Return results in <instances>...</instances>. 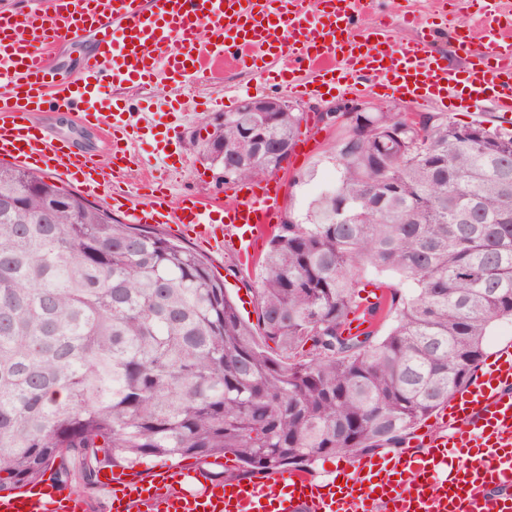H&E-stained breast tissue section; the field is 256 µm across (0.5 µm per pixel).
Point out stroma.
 Segmentation results:
<instances>
[{"label": "stroma", "mask_w": 512, "mask_h": 512, "mask_svg": "<svg viewBox=\"0 0 512 512\" xmlns=\"http://www.w3.org/2000/svg\"><path fill=\"white\" fill-rule=\"evenodd\" d=\"M483 7L481 0H461L460 4L440 11L437 0H385L383 12L393 14L401 8L410 9L421 19L450 23H475ZM288 75L278 66H270L260 76L246 69H227L222 75L191 77L182 86L188 111H171L168 104L171 86L159 78L151 86L141 87L124 83L113 87L112 94L124 103L131 114V122L144 131L143 139L131 144L134 161L124 173L129 183L138 186L136 201H143L146 193L160 188L171 205H178L183 196L196 195L212 201L230 202L232 191L224 185L220 172L210 167L190 146L202 133L205 125L220 119L222 111L233 110L243 99L284 96ZM339 132L333 128L310 133L302 130L306 144L301 155L290 156L285 170L279 171L282 209L280 220L303 221L308 206L317 195L334 189L337 173L330 160ZM172 240L183 242L207 256L213 270L221 275L228 293L236 302L243 318L254 319V299L248 285L257 280L261 268L258 263L241 265L235 253H215L201 246L194 236L166 228Z\"/></svg>", "instance_id": "35a3bbf8"}]
</instances>
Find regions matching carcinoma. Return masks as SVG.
Listing matches in <instances>:
<instances>
[{
    "instance_id": "carcinoma-1",
    "label": "carcinoma",
    "mask_w": 512,
    "mask_h": 512,
    "mask_svg": "<svg viewBox=\"0 0 512 512\" xmlns=\"http://www.w3.org/2000/svg\"><path fill=\"white\" fill-rule=\"evenodd\" d=\"M223 117L202 156L236 184L296 145L298 112ZM416 118L336 113L338 183L270 240L254 322L205 257L0 162V497L146 457L230 454V481L401 447L512 320V132ZM242 123L280 149L243 156ZM365 266L415 285L385 336L344 335Z\"/></svg>"
}]
</instances>
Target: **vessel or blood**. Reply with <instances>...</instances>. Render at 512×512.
I'll return each mask as SVG.
<instances>
[{"instance_id":"obj_1","label":"vessel or blood","mask_w":512,"mask_h":512,"mask_svg":"<svg viewBox=\"0 0 512 512\" xmlns=\"http://www.w3.org/2000/svg\"><path fill=\"white\" fill-rule=\"evenodd\" d=\"M369 0H53L0 17V158L61 176L83 192L108 196L133 224L187 226L211 249L234 248L246 257L262 225L281 209L280 184L271 178L235 187L232 205L191 196L170 207L166 196L133 203L122 186L132 161L120 136L125 110L101 101L115 85L147 84L164 74L172 88L186 77L226 65L257 71L287 69L288 93L320 95L327 75L341 71L370 93L413 106L455 111L460 84L468 111L498 109L512 123V39L504 37L489 0L478 44L459 40L465 68L448 64L432 46L438 31L417 22L416 35L397 45L386 20L362 36L352 26ZM99 35L78 70L66 74L48 52L55 45ZM308 80H299V73ZM64 115L95 132L110 163L75 148L63 133L31 121L33 113ZM372 295L360 299L345 324L356 336L375 323ZM415 449L359 456L323 480L298 471L213 483L196 466L170 474L115 478L101 474L96 491L110 512H512V343L484 360L455 390L432 426L414 435ZM84 497L45 482L27 494L0 498V512H87Z\"/></svg>"}]
</instances>
